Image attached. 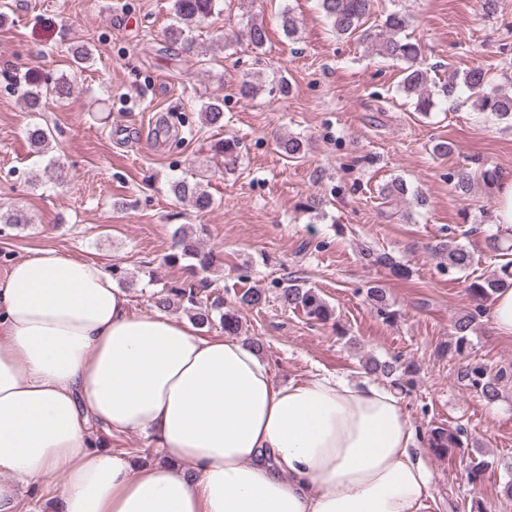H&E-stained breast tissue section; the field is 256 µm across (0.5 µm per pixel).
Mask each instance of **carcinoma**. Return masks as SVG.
Instances as JSON below:
<instances>
[{
	"mask_svg": "<svg viewBox=\"0 0 512 512\" xmlns=\"http://www.w3.org/2000/svg\"><path fill=\"white\" fill-rule=\"evenodd\" d=\"M218 2L219 0H172L176 25L168 29L170 43L190 44L191 39L185 37V32L211 17ZM319 6L337 35L356 38L370 45L379 56L406 64L402 90L414 101L415 111L420 114L425 116L436 106L434 97L455 99L465 91L468 98L472 99V106L479 111L486 112L497 120L512 121V93H505L500 87L492 85L487 78V72L481 67L471 68L461 77L453 73L437 86L436 93L428 91V72L422 68V62L419 61L420 47L401 36V32L410 25L408 15L392 12L385 16L382 23L372 27L367 25L372 13V0H319ZM246 39L251 49H263L268 39L263 22L252 20L247 27ZM11 86L31 112L40 110L43 100L47 97L64 99L69 97L74 89L71 80L66 76H55L51 73L25 74L21 77L14 75ZM261 88L259 79L247 74L242 79L240 92L243 98L253 99L257 97ZM201 114L210 125L224 122L222 102L217 98L205 103ZM27 137L36 152L42 153L48 148L52 134L50 130L34 125L28 129ZM306 147V142L297 136H288L278 143L280 154L290 160L304 158ZM474 176L475 171L470 167L461 166L448 176V182L455 191L466 193L472 187ZM169 191L176 199L191 202L199 211H207L213 205L212 197L197 181L190 183L184 179L174 180L169 185ZM28 223V215L20 209L0 210V224L16 227ZM486 240L488 247L506 258V262L487 276L479 277L467 284L466 293L471 310L457 318L453 325L456 336L455 352L458 354L466 348L469 331L478 317L485 313L488 303L498 292L512 285V260L508 259V256L512 255V237L497 231L489 234ZM173 241L176 252L168 255L166 260L189 261V269L195 279L185 280L178 285L163 286L151 296L154 307L161 311L180 308L190 313L192 320L200 327L210 326L217 320L224 329V334H241L239 309H259L266 305L265 292L261 289H246L236 296L235 307L224 308L223 295L219 290L212 288V282L207 277V273L216 263L213 251L203 249L194 231L184 225L174 230ZM430 252L438 259V264L450 272L465 271L475 262L474 252L455 240L439 241L430 246ZM366 256L373 265L384 268L396 276H409L408 269L397 262L390 252L368 249ZM276 288L277 299L282 306L301 310L308 319L320 324H325L332 318L333 309L328 302L305 281L289 278L279 282ZM367 297L381 318L386 321L393 318L394 312L390 310L383 288H368ZM364 370L377 379L388 380L390 386L400 391L414 383L416 374L412 364H404L397 357L390 361L371 358L364 364ZM457 377L468 389L491 403L499 397V383L504 374L493 371L483 363L471 361L458 369ZM465 434L466 431L461 428L449 430L436 426L428 430V448L437 455L447 453L450 448H462Z\"/></svg>",
	"mask_w": 512,
	"mask_h": 512,
	"instance_id": "obj_1",
	"label": "carcinoma"
}]
</instances>
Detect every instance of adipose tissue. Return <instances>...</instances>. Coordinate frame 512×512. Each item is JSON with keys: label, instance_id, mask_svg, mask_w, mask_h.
Wrapping results in <instances>:
<instances>
[{"label": "adipose tissue", "instance_id": "adipose-tissue-1", "mask_svg": "<svg viewBox=\"0 0 512 512\" xmlns=\"http://www.w3.org/2000/svg\"><path fill=\"white\" fill-rule=\"evenodd\" d=\"M422 448L394 388L279 383L238 337L131 311L96 261L45 248L0 279V512L14 479L61 480L56 512H428ZM104 440L105 447L112 450V454L133 455L130 453H135V455H138L142 452L138 448L147 449L144 450L143 452H148V448L151 449L152 454H155L156 452L155 448L153 447V442L151 441V439L142 434L121 435L112 437V439L105 436ZM125 448H128L130 450L129 453L127 450H125ZM143 452L141 454H143Z\"/></svg>", "mask_w": 512, "mask_h": 512}]
</instances>
